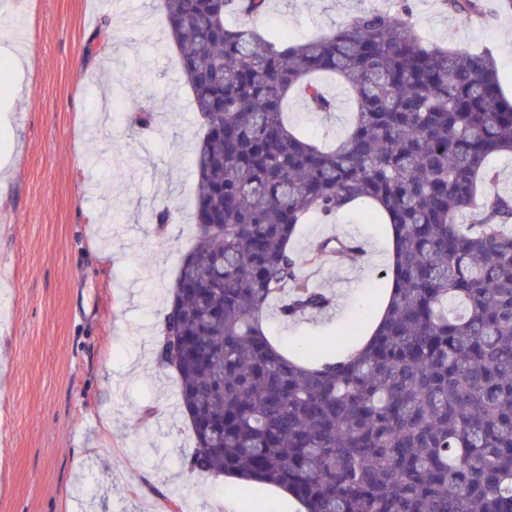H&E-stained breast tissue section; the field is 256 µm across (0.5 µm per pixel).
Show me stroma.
Wrapping results in <instances>:
<instances>
[{"label":"stroma","mask_w":512,"mask_h":512,"mask_svg":"<svg viewBox=\"0 0 512 512\" xmlns=\"http://www.w3.org/2000/svg\"><path fill=\"white\" fill-rule=\"evenodd\" d=\"M485 23H462L441 0H269L260 28L300 43L367 11L409 12L432 45L491 51L512 96V10L483 0ZM162 0H0V512H296L279 490L187 470L194 449L175 408L176 381L158 362L161 319L192 242L193 149L204 134ZM107 27L106 41L93 33ZM23 49L14 74L9 52ZM330 114L290 98L288 121L309 139L339 142L355 103L338 78ZM139 85L157 124L132 129ZM172 224L157 231L155 211ZM386 227L368 204L295 240H357L359 253L315 265L333 309L294 320L269 313L288 351L363 334L383 290Z\"/></svg>","instance_id":"1"}]
</instances>
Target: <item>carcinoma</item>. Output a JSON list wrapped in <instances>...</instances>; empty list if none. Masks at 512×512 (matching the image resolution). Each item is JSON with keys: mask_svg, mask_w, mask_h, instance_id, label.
<instances>
[{"mask_svg": "<svg viewBox=\"0 0 512 512\" xmlns=\"http://www.w3.org/2000/svg\"><path fill=\"white\" fill-rule=\"evenodd\" d=\"M268 0H165L163 24L205 128L195 149L196 228L163 314L159 362L189 422L191 471L278 487L305 512H512V101L488 51L428 45L401 15L365 12L293 45L255 27ZM465 24L481 0H443ZM234 7L246 22L225 20ZM356 104L327 147L283 119ZM372 201L396 238L379 330L346 351L293 356L264 330L325 313L301 268L352 250L298 252L310 217ZM469 212L476 219L461 218Z\"/></svg>", "mask_w": 512, "mask_h": 512, "instance_id": "obj_1", "label": "carcinoma"}]
</instances>
